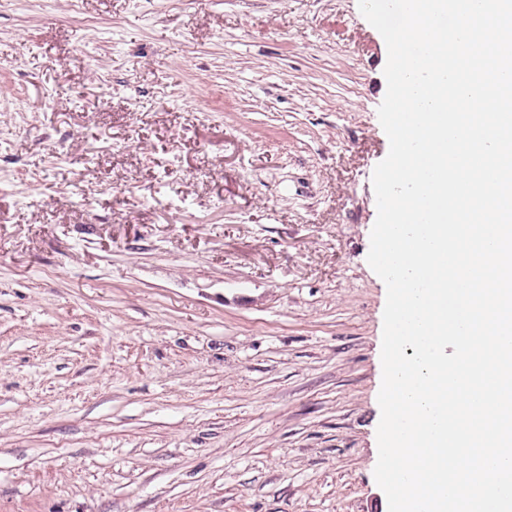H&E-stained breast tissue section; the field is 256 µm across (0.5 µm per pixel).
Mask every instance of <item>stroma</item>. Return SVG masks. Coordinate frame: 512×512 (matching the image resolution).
<instances>
[{
  "instance_id": "1",
  "label": "stroma",
  "mask_w": 512,
  "mask_h": 512,
  "mask_svg": "<svg viewBox=\"0 0 512 512\" xmlns=\"http://www.w3.org/2000/svg\"><path fill=\"white\" fill-rule=\"evenodd\" d=\"M358 0H0V512H388Z\"/></svg>"
}]
</instances>
